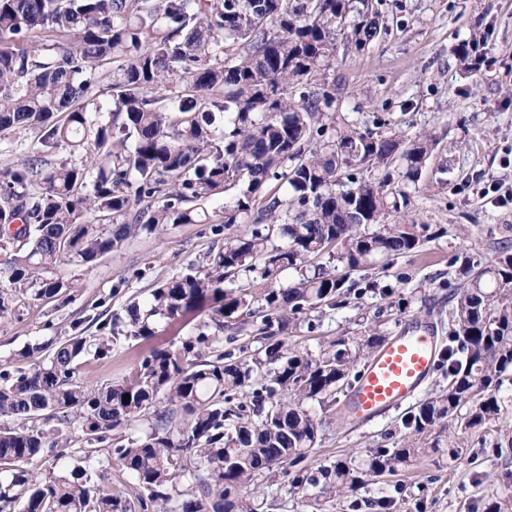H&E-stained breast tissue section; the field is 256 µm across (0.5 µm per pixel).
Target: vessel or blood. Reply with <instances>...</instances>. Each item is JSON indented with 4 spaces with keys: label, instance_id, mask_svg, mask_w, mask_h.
<instances>
[{
    "label": "vessel or blood",
    "instance_id": "vessel-or-blood-1",
    "mask_svg": "<svg viewBox=\"0 0 512 512\" xmlns=\"http://www.w3.org/2000/svg\"><path fill=\"white\" fill-rule=\"evenodd\" d=\"M441 353V339L431 324H408L364 366L345 395L343 410L367 424L402 407L431 378Z\"/></svg>",
    "mask_w": 512,
    "mask_h": 512
}]
</instances>
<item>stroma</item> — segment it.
<instances>
[{
	"label": "stroma",
	"mask_w": 512,
	"mask_h": 512,
	"mask_svg": "<svg viewBox=\"0 0 512 512\" xmlns=\"http://www.w3.org/2000/svg\"><path fill=\"white\" fill-rule=\"evenodd\" d=\"M379 12V36L361 51L339 43L326 80L335 87L337 116L359 130L382 124L408 139L434 136L416 189L394 219L431 225L437 235L418 253L351 274L355 292L345 307L299 321L289 341L312 352L367 327L391 337L412 319L433 322L447 336L448 312L466 285L464 260L490 265L512 252V201L498 203L493 194L512 189V0H380ZM480 33L486 40L480 64L464 73L458 50ZM223 243L210 225L171 224L162 233L129 238L95 262L56 266L53 277L68 286L66 303L15 292L17 315L0 325V365L33 367L21 350L70 335L74 319L125 315L157 282L188 272ZM384 288L392 289L390 299L381 297ZM199 323L196 317L161 319L153 337H119L109 360L81 358L76 377L93 388L119 382L152 349L196 335ZM498 398L500 421L473 430L464 445L449 447V429L438 423L432 432L437 449L339 497L322 494L314 478L336 460L363 468L375 448L399 446L402 412L353 427L307 402L322 422V436L301 463L258 479L257 512H384L383 501L390 504L385 512H486L490 501L512 496V442L501 433L502 423L512 424V380L504 381ZM88 475L94 491L131 502L139 493L107 452H99ZM299 478L304 489L291 495Z\"/></svg>",
	"instance_id": "obj_1"
}]
</instances>
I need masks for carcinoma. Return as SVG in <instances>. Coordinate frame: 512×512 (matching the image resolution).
Listing matches in <instances>:
<instances>
[{"label":"carcinoma","mask_w":512,"mask_h":512,"mask_svg":"<svg viewBox=\"0 0 512 512\" xmlns=\"http://www.w3.org/2000/svg\"><path fill=\"white\" fill-rule=\"evenodd\" d=\"M378 16L372 0H0V141L32 128L42 146L39 156L0 166L1 282L55 299L66 284L48 273L62 261L91 263L167 224H210L199 202L219 194L229 200L215 234L255 225L247 238L229 234L196 271L158 282L144 308H128L134 337L153 335L158 318L210 311L197 335L152 351L129 380L88 389L75 379L82 356L111 357L117 315L84 317L64 339L27 347L19 356L44 355L29 370L0 366V474H8L0 512H131L90 489L86 466L94 445L164 399L189 418L174 425L163 416L165 433L108 449L148 490L144 512H255L251 482L315 447L322 424L304 402L336 406L364 351L386 337L371 329L309 354L282 335L301 317L342 305L352 272L416 253L435 236L429 224L414 232L383 223L408 200L431 136L360 132L329 111L334 94L303 92L296 101L288 93L323 80L338 41L358 50L371 43ZM100 69L112 71L106 122L88 110ZM59 146L75 159L48 162ZM393 163L400 183L355 173ZM273 180L288 184V196L265 191ZM274 224L287 242L270 248L262 228ZM287 270L294 280L283 288ZM241 271L264 287L224 286ZM463 275L440 363L448 387L401 416V447L375 449L365 469L346 460L327 469L335 492L427 453L441 420L462 437L500 419L497 392L512 373V254L485 267L472 261ZM258 316L255 353L214 350L220 334ZM85 322L95 336L84 335ZM74 430L87 447L71 452ZM70 455L82 464L66 468ZM46 457L61 474L44 479L32 468ZM184 479L191 496H171Z\"/></svg>","instance_id":"obj_1"}]
</instances>
